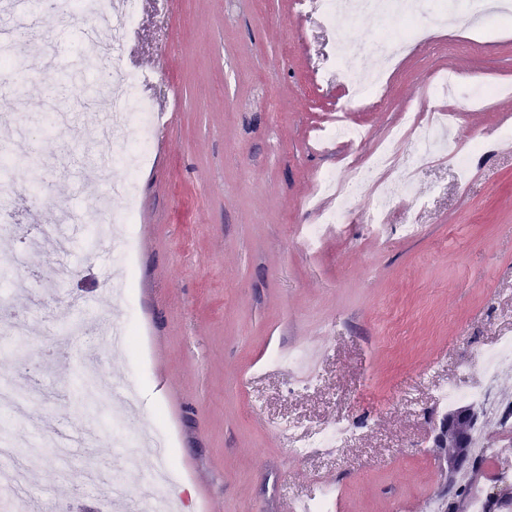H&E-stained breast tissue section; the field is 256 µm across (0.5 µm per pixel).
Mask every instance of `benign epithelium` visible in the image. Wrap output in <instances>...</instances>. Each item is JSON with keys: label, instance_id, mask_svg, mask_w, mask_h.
<instances>
[{"label": "benign epithelium", "instance_id": "1", "mask_svg": "<svg viewBox=\"0 0 512 512\" xmlns=\"http://www.w3.org/2000/svg\"><path fill=\"white\" fill-rule=\"evenodd\" d=\"M479 416L468 407L453 409L440 422L439 431L434 436L437 447H449L448 457L444 458L448 469V486L446 492L454 488L455 476L467 465H475L472 461L469 437L471 430L478 424Z\"/></svg>", "mask_w": 512, "mask_h": 512}]
</instances>
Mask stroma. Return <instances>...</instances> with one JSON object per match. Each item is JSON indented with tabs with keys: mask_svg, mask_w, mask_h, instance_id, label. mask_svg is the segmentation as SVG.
Instances as JSON below:
<instances>
[{
	"mask_svg": "<svg viewBox=\"0 0 512 512\" xmlns=\"http://www.w3.org/2000/svg\"><path fill=\"white\" fill-rule=\"evenodd\" d=\"M90 23L38 13L45 43L16 48L37 88L18 97L0 75V152L31 155L12 174L17 184L50 187L31 208L33 223L67 215L78 229L60 258L51 241L24 247L0 223V256L21 258L0 303L20 317L36 311L22 348L0 335V387L30 406L26 420L0 425V439L21 451L45 424L95 435L84 451L45 449L26 475L27 495L5 496L8 512L55 502L97 512L112 491L87 485L95 460L138 491L155 460L114 443L144 427L169 444L170 479L157 494L170 495L176 481L188 488L179 512H292L321 483L338 490L334 512H428L445 483L430 388H476L475 354L512 336V149L499 121L512 111V23L462 19L458 40L429 34L388 72L377 104L358 99L333 59L337 36L357 45L379 22L341 31L296 0H137V33L115 55L120 69L150 74L138 93L167 119L139 168L123 162L142 137L137 120L114 140H95L89 104L63 82ZM451 70L502 92L473 110L444 103L436 84ZM430 107L452 113L457 143L487 141L469 179L443 162L424 166L416 199L389 209L388 233H371L360 199L341 231L306 251L299 226L336 207L318 194L319 177L345 181L351 161L402 113ZM45 112L64 116L62 135L43 133L36 117ZM340 112L364 126L366 145L322 147L321 131ZM100 153L110 167L96 165ZM127 182L136 197L130 246L92 251L88 213ZM403 224L419 225V235L401 238ZM77 320L86 335H68ZM96 320L127 321L137 333L130 348L101 351L95 375L109 404L93 414L75 382L99 342ZM293 350L306 352L315 389L293 390L295 371L271 364L273 352ZM336 417L368 425L305 460L289 455L276 427ZM470 481L512 499V479L481 460L446 497L448 512H468Z\"/></svg>",
	"mask_w": 512,
	"mask_h": 512,
	"instance_id": "stroma-1",
	"label": "stroma"
}]
</instances>
